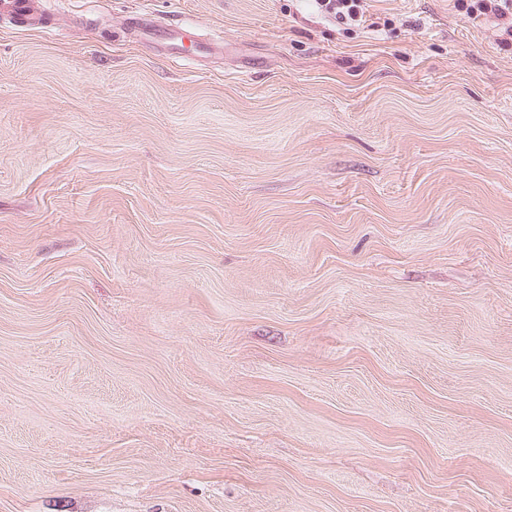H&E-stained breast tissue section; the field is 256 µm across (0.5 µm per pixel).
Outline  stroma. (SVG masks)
Masks as SVG:
<instances>
[{
  "mask_svg": "<svg viewBox=\"0 0 512 512\" xmlns=\"http://www.w3.org/2000/svg\"><path fill=\"white\" fill-rule=\"evenodd\" d=\"M369 12L0 17V512H512V48Z\"/></svg>",
  "mask_w": 512,
  "mask_h": 512,
  "instance_id": "35a3bbf8",
  "label": "stroma"
}]
</instances>
